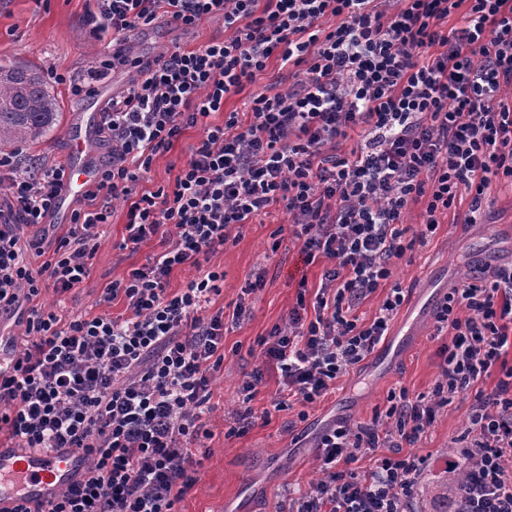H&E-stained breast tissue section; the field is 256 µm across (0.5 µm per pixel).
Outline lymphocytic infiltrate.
Wrapping results in <instances>:
<instances>
[{
    "label": "lymphocytic infiltrate",
    "mask_w": 512,
    "mask_h": 512,
    "mask_svg": "<svg viewBox=\"0 0 512 512\" xmlns=\"http://www.w3.org/2000/svg\"><path fill=\"white\" fill-rule=\"evenodd\" d=\"M162 17L187 33L219 19L229 35L137 67L102 114L111 158L52 249L26 230L53 212L65 164L0 155V320L21 327V350L0 369V434L15 448H80L86 462L84 483L15 512H176L197 482L193 450L209 434L225 359V315L211 309L224 273L200 259L244 225L283 207L305 263L331 262L313 301L297 296L259 343L280 373L270 402L280 412L325 399L385 339L409 294L391 280L396 264L461 197L460 221L474 224L491 185L512 183V0H93L91 33L111 31L113 49L57 83L84 97L91 77L129 62V32ZM273 61L288 87L246 93ZM240 93L242 110L225 111ZM220 111L223 123H211ZM195 127L202 135L173 186L139 190L154 158ZM355 129L349 154L328 152ZM415 202L416 228L404 222ZM119 204L124 245L162 244L104 288L100 304L123 300L124 314L43 305L44 288L62 295L89 278ZM187 267L196 276L170 290ZM381 287L374 317H360ZM434 323L447 340L430 391L392 389L371 422L323 430V477L287 492V512H412L428 460L411 449L464 398L468 426L448 459L463 473L455 512H512V265L450 288ZM491 376L494 388L480 389ZM262 383V369L244 376L227 436L255 425Z\"/></svg>",
    "instance_id": "f902f5d3"
}]
</instances>
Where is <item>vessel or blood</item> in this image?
<instances>
[{
	"label": "vessel or blood",
	"instance_id": "obj_1",
	"mask_svg": "<svg viewBox=\"0 0 512 512\" xmlns=\"http://www.w3.org/2000/svg\"><path fill=\"white\" fill-rule=\"evenodd\" d=\"M89 115L68 130V177L51 215L55 224L66 222L74 205L91 190L97 174L90 163L101 124V106L89 98ZM85 473L80 450L36 451L0 445V512H13L16 505L50 498L61 489L76 485Z\"/></svg>",
	"mask_w": 512,
	"mask_h": 512
}]
</instances>
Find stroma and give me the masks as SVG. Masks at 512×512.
I'll use <instances>...</instances> for the list:
<instances>
[{
  "label": "stroma",
  "instance_id": "stroma-1",
  "mask_svg": "<svg viewBox=\"0 0 512 512\" xmlns=\"http://www.w3.org/2000/svg\"><path fill=\"white\" fill-rule=\"evenodd\" d=\"M87 10L86 0H0V64L28 63L47 77L55 72L85 73L94 51L109 43L108 38L92 36ZM223 35L222 25L214 21L204 22L197 36L190 38L162 20L142 32L134 55L146 62L175 45L196 46ZM54 91L61 101L60 125L43 142L21 146L20 157L25 164L66 158V130L84 111L85 104L72 97L65 86H55ZM200 136V129H188L169 152L158 155L142 183L143 189L152 191L173 182ZM287 222L283 211H273L262 222L245 225L237 241L227 242L223 250L210 257V265L224 271V288L216 299L217 306L229 316L245 297L251 304V314L224 331L226 361L214 385L212 402L216 409L208 420L212 437L206 440L205 451L196 456L198 481L177 503V512H278L286 488L304 487L319 478L313 445L325 427L339 418L353 423L371 420L387 408L391 388L402 385L416 395L432 386L438 374L442 340L434 334L432 314L421 310L420 288L429 284L444 293L478 264L488 260L512 262V187L495 184L488 192L481 223L463 229L443 222L425 246L416 247L411 261L397 265L395 278L409 288L410 294L391 326L411 332L406 348L390 353L380 368L375 367L373 359L363 361L338 382L335 393L307 407L306 421H298L294 408L272 411L268 421L258 422L243 436L229 438L225 435L224 411L237 407L244 374L262 366L259 340L282 324L300 286L311 291L319 287L329 264L325 258L304 264L298 244L292 242L271 252L274 234ZM124 234L125 214L119 210L104 228V242L93 259L89 279L66 296L67 309L98 314L97 301L103 288L144 264L160 249L155 238L134 251L119 249ZM259 275L264 278L263 288L244 295V288ZM467 410V401L457 400L417 445V454L427 456L428 466L417 483L416 512H431L428 489L445 476L453 442L467 426Z\"/></svg>",
  "mask_w": 512,
  "mask_h": 512
}]
</instances>
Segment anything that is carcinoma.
<instances>
[{
    "label": "carcinoma",
    "mask_w": 512,
    "mask_h": 512,
    "mask_svg": "<svg viewBox=\"0 0 512 512\" xmlns=\"http://www.w3.org/2000/svg\"><path fill=\"white\" fill-rule=\"evenodd\" d=\"M60 100L43 75L24 63L0 65V146L39 141L59 123Z\"/></svg>",
    "instance_id": "carcinoma-1"
}]
</instances>
